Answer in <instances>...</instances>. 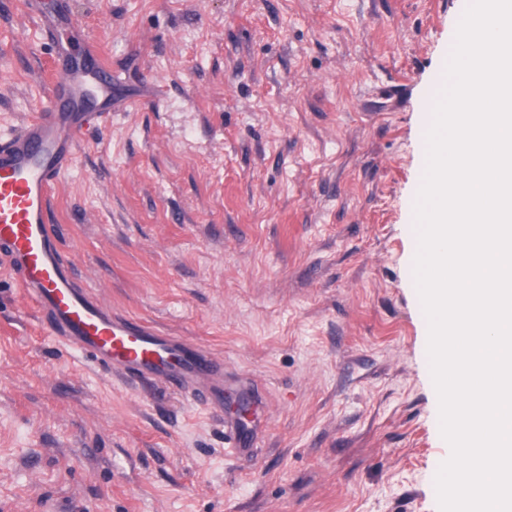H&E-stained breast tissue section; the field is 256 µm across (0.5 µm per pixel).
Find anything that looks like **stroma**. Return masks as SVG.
I'll return each instance as SVG.
<instances>
[{
    "label": "stroma",
    "instance_id": "35a3bbf8",
    "mask_svg": "<svg viewBox=\"0 0 512 512\" xmlns=\"http://www.w3.org/2000/svg\"><path fill=\"white\" fill-rule=\"evenodd\" d=\"M464 0H0V138L57 72L112 68L53 199L80 287L224 360L263 406L130 383L49 335L0 262V512H439L446 450L412 275Z\"/></svg>",
    "mask_w": 512,
    "mask_h": 512
}]
</instances>
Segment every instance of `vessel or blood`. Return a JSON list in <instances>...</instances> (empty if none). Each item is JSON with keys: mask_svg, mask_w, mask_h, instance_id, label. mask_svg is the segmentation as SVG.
<instances>
[{"mask_svg": "<svg viewBox=\"0 0 512 512\" xmlns=\"http://www.w3.org/2000/svg\"><path fill=\"white\" fill-rule=\"evenodd\" d=\"M59 77L49 103L21 131L0 139V255L70 349L131 382H159L210 403L224 395V361L184 338L117 316L95 292L76 287L52 223L51 199L79 137L112 110V79L102 60L75 62L55 23L45 25Z\"/></svg>", "mask_w": 512, "mask_h": 512, "instance_id": "b4317fda", "label": "vessel or blood"}]
</instances>
